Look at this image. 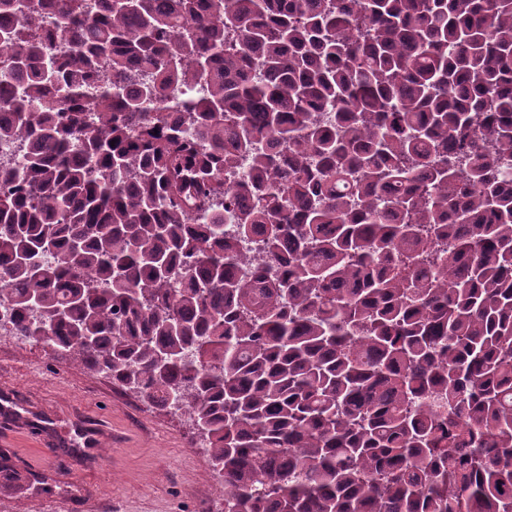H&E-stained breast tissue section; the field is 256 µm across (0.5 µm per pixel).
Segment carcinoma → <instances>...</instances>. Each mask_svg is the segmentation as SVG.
Listing matches in <instances>:
<instances>
[{
    "label": "carcinoma",
    "instance_id": "cac0c4a2",
    "mask_svg": "<svg viewBox=\"0 0 512 512\" xmlns=\"http://www.w3.org/2000/svg\"><path fill=\"white\" fill-rule=\"evenodd\" d=\"M42 5L61 58L0 0L11 334L177 402L224 512H512V0Z\"/></svg>",
    "mask_w": 512,
    "mask_h": 512
}]
</instances>
